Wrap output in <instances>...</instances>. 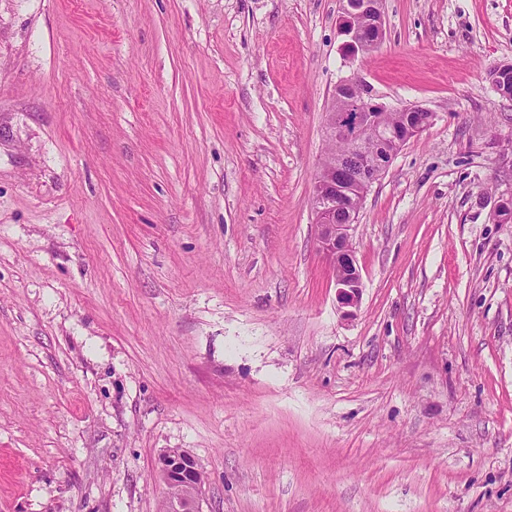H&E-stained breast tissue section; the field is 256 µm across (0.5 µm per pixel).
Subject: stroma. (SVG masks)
<instances>
[{
    "mask_svg": "<svg viewBox=\"0 0 512 512\" xmlns=\"http://www.w3.org/2000/svg\"><path fill=\"white\" fill-rule=\"evenodd\" d=\"M0 0V512H512V0ZM357 71L435 119L318 249ZM341 34L345 37V48L350 62L353 64L359 56L374 50L380 45L384 33V20L381 19V9L375 0H342ZM370 16L373 39L366 41L361 27V20ZM199 472L195 458L187 450L166 449L160 453L157 476L170 487L168 497L179 492L168 499L167 512H202L200 500L203 484L198 478Z\"/></svg>",
    "mask_w": 512,
    "mask_h": 512,
    "instance_id": "35a3bbf8",
    "label": "stroma"
}]
</instances>
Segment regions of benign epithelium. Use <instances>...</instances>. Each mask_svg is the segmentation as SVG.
Returning a JSON list of instances; mask_svg holds the SVG:
<instances>
[{"instance_id": "benign-epithelium-1", "label": "benign epithelium", "mask_w": 512, "mask_h": 512, "mask_svg": "<svg viewBox=\"0 0 512 512\" xmlns=\"http://www.w3.org/2000/svg\"><path fill=\"white\" fill-rule=\"evenodd\" d=\"M383 33L377 0H342L341 34L350 62L377 48ZM339 87L349 92L335 94L326 113L327 132L330 141L345 143L350 153L328 166L322 165L313 186L312 207L319 250L334 272L336 299L344 314L350 316L359 305L362 281L351 242L352 225L336 223V211L363 202L370 187L389 168L395 153L411 137L426 130L433 123L434 114L412 104L408 109L418 113L414 126L400 135L387 134L383 119L392 108L369 93L357 71H352ZM371 137L382 144L391 141L393 147L379 155L360 152L362 142ZM156 473L166 486L179 489L176 496L168 499L167 512H202L203 484L198 478V464L188 451H162Z\"/></svg>"}]
</instances>
